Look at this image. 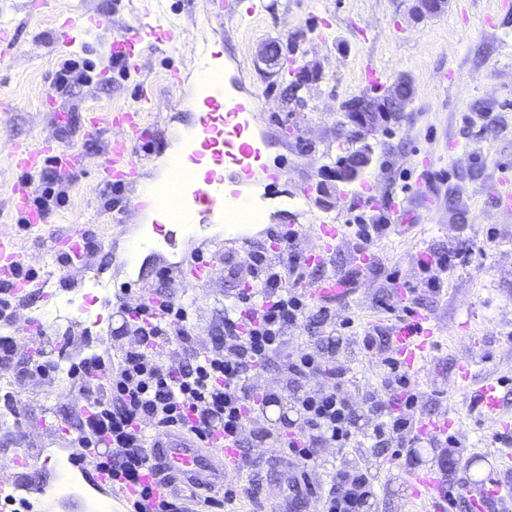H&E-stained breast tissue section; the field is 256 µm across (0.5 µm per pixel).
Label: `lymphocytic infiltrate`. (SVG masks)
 I'll return each instance as SVG.
<instances>
[{
	"mask_svg": "<svg viewBox=\"0 0 512 512\" xmlns=\"http://www.w3.org/2000/svg\"><path fill=\"white\" fill-rule=\"evenodd\" d=\"M296 233L281 232L284 246L277 255L251 251L246 266L225 257L231 278L241 282L231 303L224 308V333L204 347L197 344L198 323L190 304L165 298L130 307L120 305L122 318L113 337H131L118 360L90 354L71 363L67 376L90 409L78 413L77 424L68 433L82 448L99 449L97 468L111 471L124 483L139 485L133 512H191L192 507L217 508L247 498L251 489L239 485L216 499L199 492L189 497L171 493L154 496L139 480L148 467H155L160 481L170 475L158 467L153 450L161 434L183 435L203 442L213 433L229 436L239 451L238 468L253 469L248 449L259 443L284 448L301 473L322 471L321 487L304 483L303 493H318L323 512H363L373 496L371 462H344L322 466L318 445L336 450L362 440L377 449L387 442L405 446L419 434L406 410L418 402L408 370L396 356L390 337L367 329L358 339L364 355L376 358L381 368L383 397L363 391L353 402L345 391L350 381L349 365L325 355V336L313 337L304 351L288 353V331L311 318L313 305L299 286L309 280V268L294 246ZM42 334H35L29 354L16 356L14 336H0V364L14 368L18 386L51 378L58 370L50 360ZM279 363L288 381L277 392H256L249 384L254 372ZM292 400L298 417L279 431L251 426L261 405Z\"/></svg>",
	"mask_w": 512,
	"mask_h": 512,
	"instance_id": "f902f5d3",
	"label": "lymphocytic infiltrate"
}]
</instances>
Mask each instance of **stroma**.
<instances>
[{
  "label": "stroma",
  "instance_id": "stroma-1",
  "mask_svg": "<svg viewBox=\"0 0 512 512\" xmlns=\"http://www.w3.org/2000/svg\"><path fill=\"white\" fill-rule=\"evenodd\" d=\"M504 1L512 5V0H449L440 15L420 17L414 0H263L264 10L255 19L228 13L218 22L206 0H160L157 17L175 26L177 48L134 56L120 72L111 64L107 45L142 15L150 0H46L38 14L31 12V0H0V28L18 36L16 48L0 58V227L13 233L29 254L28 266L40 281L60 268L52 240L63 232L82 228L106 250L84 272L82 291L57 285L45 298L12 296L14 317L0 322V333L15 336L19 355H26L29 344L21 327L36 317L47 329L45 345L58 352L62 366L90 352L116 358L132 343L131 338L112 336L121 323L113 312V287L123 282L132 283L136 297L153 290L191 300L200 344H208L222 328V303L234 293L235 280L222 272L210 287L186 293L173 282H161L157 273L209 253L214 243L223 241V225L183 237L174 247L141 215L115 231L113 216L137 196L142 182L157 175L162 159L137 149L135 182L103 195L99 168L114 135L109 127L89 132L75 126L60 136L59 146L78 153L81 164L42 230H30L25 217L9 206L12 185L26 177L11 164L12 147L49 139L52 113L103 114L134 107L142 85L148 84L155 99L148 123L165 135L180 126L191 128L201 65L198 51L219 47L232 65L227 78L234 93L260 97L262 114L256 125L265 132L267 150L275 162L288 165L287 181L279 187L265 184L259 174L245 185L270 210L268 222L251 235L253 246H268L269 231L331 219L345 225L346 232L311 276H343L356 244L349 225L381 217L391 224V231L374 243L352 298L326 306L337 325L334 355L356 370L348 394L356 401L362 390L381 389L379 367L355 346L363 329L391 334L409 308L435 320L441 337L429 360L412 375L419 401L407 416L417 421L447 415L448 432L462 449V465L441 474L443 485L469 483L479 474L497 479L501 496L490 512H512V466L499 465L501 459L512 458V447L494 440L496 433L512 432V217L498 213L492 195L501 179H512V12L501 10ZM89 11L95 21H86ZM489 16L496 28L485 26ZM71 20L81 23L79 43L66 54L53 52L56 29ZM273 49L316 70L317 79L302 91L304 108L287 104L280 76L263 60V52ZM68 59L88 77L61 92L53 78ZM369 66L382 70L390 82L408 78L413 99L400 118L380 119L370 138V167L321 203L316 186L346 147L340 103L383 91L382 86L364 84ZM174 68L181 76L175 86L168 79ZM363 187L384 197V204L366 207L359 196ZM391 197L406 199L405 218L394 215L387 203ZM148 235L155 244L138 268L119 262L130 238ZM435 255L449 257L448 267L430 266ZM431 278L439 280L438 289L428 288ZM88 295L97 299L94 309L104 317L101 325L89 317L74 321ZM464 361L470 362L472 377L461 384L456 366ZM13 375L12 368L0 366V397L13 394L23 431L0 426V463L21 449H42L45 462L37 469L35 491L29 496L36 512H94L102 497L86 473L67 466L74 447L54 431L55 422L68 420L79 398L66 372L23 390L16 388ZM486 382L499 386L496 421L474 411L467 398L469 390ZM252 454L257 467L213 488V496L223 498L225 490L246 483L252 495L238 501L235 512H283L295 465L283 448L258 447ZM409 471L404 459L394 458L391 451L379 455L371 470V512H426L425 504L412 498ZM63 474L69 477L72 498L44 506L47 490Z\"/></svg>",
  "mask_w": 512,
  "mask_h": 512
}]
</instances>
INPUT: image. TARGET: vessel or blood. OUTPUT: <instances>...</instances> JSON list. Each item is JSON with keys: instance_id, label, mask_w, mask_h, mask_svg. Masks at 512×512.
Listing matches in <instances>:
<instances>
[{"instance_id": "1", "label": "vessel or blood", "mask_w": 512, "mask_h": 512, "mask_svg": "<svg viewBox=\"0 0 512 512\" xmlns=\"http://www.w3.org/2000/svg\"><path fill=\"white\" fill-rule=\"evenodd\" d=\"M176 39L171 26L155 18L140 21L137 27L120 33L108 46L112 56L124 60L143 48L165 51ZM258 96L235 97L226 93L223 77H216L202 91L201 110L195 121V132L190 149L182 163L189 172L183 187V231L195 232L210 224L225 223L227 217L243 200L239 189L241 175L251 174L263 165L261 138L252 129V119L258 108ZM154 98L150 89H143L139 104L133 108L119 109L104 115H91L86 119L90 127L105 124L115 131L108 153L102 164L105 182L120 184L132 176L137 168L134 146L146 137L145 114L151 111ZM52 158L56 175L73 177L80 161L78 155L49 152L47 146L36 145L25 150L13 151L15 168L32 171L38 169L44 158ZM31 187L18 182L12 187L11 203L15 211L26 216L30 227H41L45 221L42 213L30 205ZM344 234L341 225L321 222L317 226V246L307 251L308 264H322L334 250L336 240ZM54 252L64 260L63 284H79L77 273L90 266L95 257L86 232L76 228L67 235L56 238ZM24 255L16 239L0 230V279H10L14 266L22 264ZM224 263L223 250H216L210 258L194 261L180 270L178 278L191 288L207 287ZM311 299L327 301L351 296L349 280L345 277H323L309 282ZM440 334L437 324L422 316L409 323H399L392 331V346L400 362L408 369L419 370ZM469 401L484 416L495 417L500 412L498 388L493 383L480 385ZM209 455H202L195 445L175 437L162 439L156 456L169 472L196 482L227 478L237 468L238 452L229 437L215 434L209 442ZM413 496L427 501L431 508H438L442 489L437 475L430 471H414L409 475ZM499 496L497 484L486 482L468 493L470 512H486L489 504Z\"/></svg>"}]
</instances>
